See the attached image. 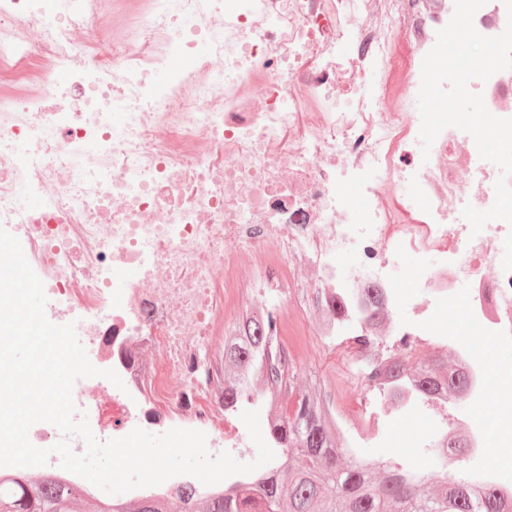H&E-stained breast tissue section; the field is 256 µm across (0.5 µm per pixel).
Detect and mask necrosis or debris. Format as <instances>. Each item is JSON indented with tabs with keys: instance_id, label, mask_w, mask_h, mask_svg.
<instances>
[{
	"instance_id": "4bbe7bcc",
	"label": "necrosis or debris",
	"mask_w": 512,
	"mask_h": 512,
	"mask_svg": "<svg viewBox=\"0 0 512 512\" xmlns=\"http://www.w3.org/2000/svg\"><path fill=\"white\" fill-rule=\"evenodd\" d=\"M149 3L117 19L112 0H0V227L42 281L48 320L74 324L124 382L100 410L104 439L170 416L208 433L210 453L252 447L243 422L223 425L224 376L208 354L245 299L285 298L303 313L334 310L320 335L350 356L356 439L393 459L461 430L471 453L501 451L469 480L511 493L512 362L493 351L512 348V228L497 220L475 234L462 216L493 205L500 169L452 127L422 154L420 72L388 101L361 87L388 62L391 33L425 56L453 6ZM469 88L512 118V68ZM343 179L355 207L336 200ZM420 252L438 260L408 278ZM409 282L427 297L416 319L367 328L366 289L397 306ZM146 343L166 365L143 358ZM423 346L458 362L466 414L441 399L393 404L374 385L372 371ZM409 420L423 431L407 440Z\"/></svg>"
}]
</instances>
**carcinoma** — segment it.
I'll return each instance as SVG.
<instances>
[{"instance_id":"1","label":"carcinoma","mask_w":512,"mask_h":512,"mask_svg":"<svg viewBox=\"0 0 512 512\" xmlns=\"http://www.w3.org/2000/svg\"><path fill=\"white\" fill-rule=\"evenodd\" d=\"M369 319L381 322L382 294L367 289ZM285 360L277 319L273 315L233 327L224 340V363L236 369L235 379L224 385V409L231 411L243 394L255 402L272 403L283 394L293 400L288 414L268 425L275 454L269 466L222 493L206 494L192 486L172 495L149 499L139 512H512V495L490 486H475L466 476L469 449L464 438L451 433L446 448H453L460 470L439 469L438 490L427 491L428 474L411 471L397 462L367 461L336 442V422L319 383L307 391L295 390L292 364L289 381L282 382L279 362ZM413 381L424 399L464 400L467 379L437 361L391 365L380 386ZM7 512H133L115 501L93 503L87 493L57 481L51 475L26 473L19 477L0 473V507Z\"/></svg>"}]
</instances>
